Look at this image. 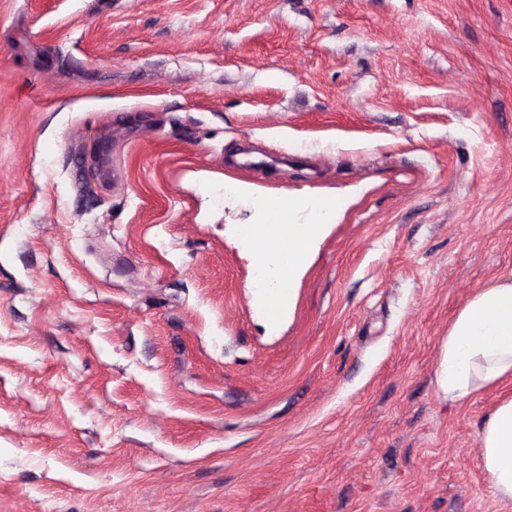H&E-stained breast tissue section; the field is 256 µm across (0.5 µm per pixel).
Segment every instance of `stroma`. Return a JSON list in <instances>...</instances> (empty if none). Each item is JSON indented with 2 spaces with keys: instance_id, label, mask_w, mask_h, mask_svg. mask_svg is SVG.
I'll list each match as a JSON object with an SVG mask.
<instances>
[{
  "instance_id": "35a3bbf8",
  "label": "stroma",
  "mask_w": 512,
  "mask_h": 512,
  "mask_svg": "<svg viewBox=\"0 0 512 512\" xmlns=\"http://www.w3.org/2000/svg\"><path fill=\"white\" fill-rule=\"evenodd\" d=\"M238 182L341 200L274 328ZM506 277L512 0H0V512H500ZM512 380V278L476 293L448 326L438 385L452 401ZM479 442L495 496L512 505V398L501 400L484 419Z\"/></svg>"
}]
</instances>
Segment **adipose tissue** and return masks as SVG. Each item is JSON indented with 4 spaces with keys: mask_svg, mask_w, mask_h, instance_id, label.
Returning <instances> with one entry per match:
<instances>
[{
    "mask_svg": "<svg viewBox=\"0 0 512 512\" xmlns=\"http://www.w3.org/2000/svg\"><path fill=\"white\" fill-rule=\"evenodd\" d=\"M234 194L251 199L262 214L252 229L251 260L271 272L274 288L294 289L306 266L321 221L299 223L304 210L331 212L326 198L302 202L270 197L239 186ZM512 380V278L481 289L458 312L441 344L438 385L450 400L463 401L474 393ZM479 442L483 463L496 497L512 504V398L501 400L484 419Z\"/></svg>",
    "mask_w": 512,
    "mask_h": 512,
    "instance_id": "ef3b65f1",
    "label": "adipose tissue"
}]
</instances>
